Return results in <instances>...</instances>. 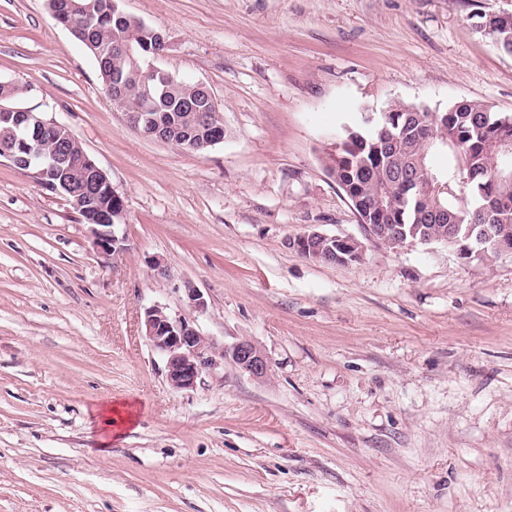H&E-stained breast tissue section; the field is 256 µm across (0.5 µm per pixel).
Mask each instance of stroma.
I'll use <instances>...</instances> for the list:
<instances>
[{"instance_id": "1", "label": "stroma", "mask_w": 512, "mask_h": 512, "mask_svg": "<svg viewBox=\"0 0 512 512\" xmlns=\"http://www.w3.org/2000/svg\"><path fill=\"white\" fill-rule=\"evenodd\" d=\"M476 4L512 13L120 0L224 112L223 143L195 153L124 123L46 0H0V80L108 174L129 245L102 258L67 197L0 158V512H512V254L368 240L325 171L362 105L512 113V55L472 26ZM312 231L361 241L362 260L288 248ZM154 305L218 346L250 340L268 377L224 363L172 389L143 337ZM123 402L117 437L99 417Z\"/></svg>"}]
</instances>
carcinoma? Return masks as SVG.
Returning a JSON list of instances; mask_svg holds the SVG:
<instances>
[{"instance_id":"1","label":"carcinoma","mask_w":512,"mask_h":512,"mask_svg":"<svg viewBox=\"0 0 512 512\" xmlns=\"http://www.w3.org/2000/svg\"><path fill=\"white\" fill-rule=\"evenodd\" d=\"M73 7L54 16L66 27L96 63L104 88L120 82L128 91L127 107L149 112L165 126L174 125L191 137L197 151L211 148L216 136L224 135V125L215 120L203 125L198 109L187 102L200 97L197 84L175 79L165 99L151 98V82L145 74V61L157 49L155 29L144 23H117L112 4L119 0H71ZM486 33L504 54L512 55V24L499 23ZM126 44L131 52L124 53ZM443 126H435L434 144L426 147L431 112L425 106L390 102L372 123L357 121L337 136L336 153L325 166L328 175L343 190L362 219L390 235L397 230L407 237H445L448 248L467 260L472 240L466 237L470 224L491 227L494 240L512 242V154L499 151L502 137L512 138V113L495 112L486 104L460 100L439 113ZM22 130L0 121L1 150L13 153V165H24L17 138ZM450 151L455 166L438 171L418 158L425 149ZM450 181L456 195L435 194L430 181ZM42 185L58 192L70 188L80 199L85 223L106 212H115L122 201L102 188H86L73 166L62 164L43 176Z\"/></svg>"}]
</instances>
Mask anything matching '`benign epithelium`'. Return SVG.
Instances as JSON below:
<instances>
[{"label": "benign epithelium", "instance_id": "obj_1", "mask_svg": "<svg viewBox=\"0 0 512 512\" xmlns=\"http://www.w3.org/2000/svg\"><path fill=\"white\" fill-rule=\"evenodd\" d=\"M113 107L120 111L126 125L137 133L153 138L178 149H185V140L164 132L156 120L144 112H131L125 103V88L112 86L110 95ZM31 113L19 108L0 105V120L13 121L19 126H29ZM48 133L55 134L62 146H67L68 139L74 138L72 131L64 124L40 118L34 122L33 139L22 144V150L28 154L27 162L38 159V139ZM81 163L85 167L84 178L88 188L96 191L105 186L112 188V182L105 171L88 156L82 153ZM93 246L97 253L107 259L127 250V239L120 237L114 230L112 221L105 224L90 225ZM330 243L333 262L349 264L361 256L362 245L350 237L330 236L317 231L300 235L288 240V247L305 258L322 261L320 247ZM144 337L151 350L160 354L165 360L166 379L172 388L187 390L195 386L199 375L213 369L224 360H229L237 369L254 379H265L270 371L267 357L252 342L242 340L229 350H220L208 337L189 321L174 317L159 306H153L144 312L142 322Z\"/></svg>", "mask_w": 512, "mask_h": 512}]
</instances>
